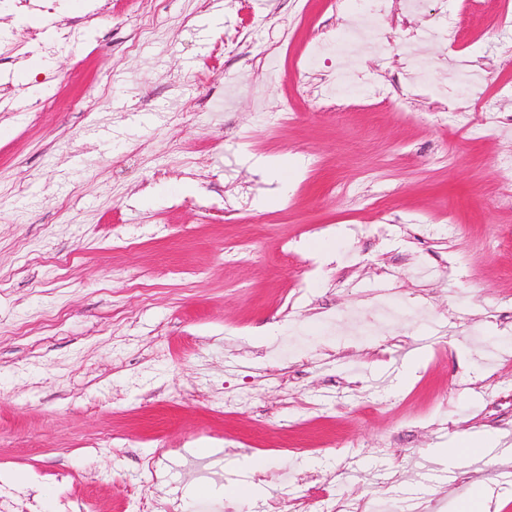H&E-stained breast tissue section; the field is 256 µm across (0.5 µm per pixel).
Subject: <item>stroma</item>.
<instances>
[{"label":"stroma","mask_w":512,"mask_h":512,"mask_svg":"<svg viewBox=\"0 0 512 512\" xmlns=\"http://www.w3.org/2000/svg\"><path fill=\"white\" fill-rule=\"evenodd\" d=\"M364 5L0 0V512H512V0ZM257 165L265 176H277L283 184L288 183V174L296 176L299 169L288 163L283 156H266L258 159Z\"/></svg>","instance_id":"obj_1"}]
</instances>
